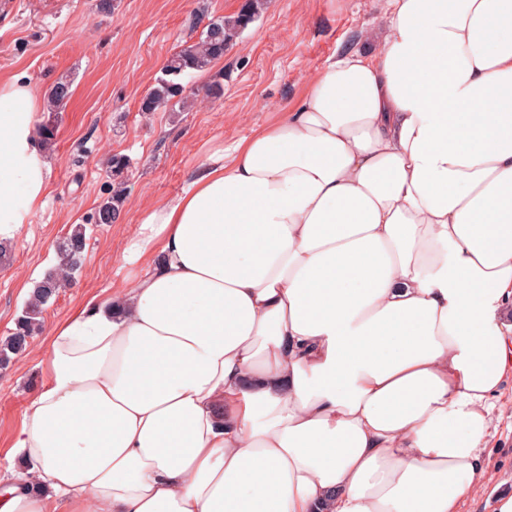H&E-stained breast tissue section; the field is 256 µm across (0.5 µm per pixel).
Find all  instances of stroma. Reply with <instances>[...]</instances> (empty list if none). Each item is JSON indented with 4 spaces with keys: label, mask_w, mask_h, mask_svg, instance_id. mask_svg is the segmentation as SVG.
Listing matches in <instances>:
<instances>
[{
    "label": "stroma",
    "mask_w": 512,
    "mask_h": 512,
    "mask_svg": "<svg viewBox=\"0 0 512 512\" xmlns=\"http://www.w3.org/2000/svg\"><path fill=\"white\" fill-rule=\"evenodd\" d=\"M244 0H0V81L31 80L40 98L70 79L46 159L48 191L29 223L19 225L0 261V338L15 327L35 282L56 262L54 247L70 225L88 227L83 266L44 314L27 350L0 367V479L26 468L12 450L25 406L44 380L42 362L56 322L86 301L111 297L138 269L124 250L147 212L182 193L193 174L234 141L276 121L307 78L351 48L361 29L378 24L382 0H267L262 13L211 69L186 76L196 96L143 117V96L168 59L198 41L213 20ZM221 83L219 96L207 95ZM114 154L129 161L128 195L112 224L90 223L109 197ZM496 416L480 451L491 479L461 512H496L512 496V376L494 399Z\"/></svg>",
    "instance_id": "obj_1"
}]
</instances>
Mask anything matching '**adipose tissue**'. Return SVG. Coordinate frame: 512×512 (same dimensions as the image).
<instances>
[{"mask_svg": "<svg viewBox=\"0 0 512 512\" xmlns=\"http://www.w3.org/2000/svg\"><path fill=\"white\" fill-rule=\"evenodd\" d=\"M0 81V239L50 167ZM50 333L0 512H459L512 376V0H385Z\"/></svg>", "mask_w": 512, "mask_h": 512, "instance_id": "ef3b65f1", "label": "adipose tissue"}]
</instances>
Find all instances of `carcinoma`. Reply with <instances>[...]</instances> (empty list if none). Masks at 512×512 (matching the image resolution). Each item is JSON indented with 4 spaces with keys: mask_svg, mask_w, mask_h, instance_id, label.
<instances>
[{
    "mask_svg": "<svg viewBox=\"0 0 512 512\" xmlns=\"http://www.w3.org/2000/svg\"><path fill=\"white\" fill-rule=\"evenodd\" d=\"M265 0H245L241 9L232 16L211 21L202 31L200 39L176 52L168 60L155 85L142 98L140 111L149 115L166 108L173 99L184 102L185 87L182 77L192 71H205L224 57V53L233 46L240 34L262 12ZM71 97V83L61 80L53 85L49 94V112H59ZM127 160L114 155L111 159L113 181L112 197L101 204L97 217L102 224L114 223L120 214L124 202L125 172ZM85 224H75L67 235L57 242V263L45 272L25 302L22 313L15 322V328L9 336L0 340V366L8 364L12 357L23 353L30 345L29 339L41 325L43 313L59 294L72 285L85 258L87 247Z\"/></svg>",
    "mask_w": 512,
    "mask_h": 512,
    "instance_id": "cac0c4a2",
    "label": "carcinoma"
}]
</instances>
